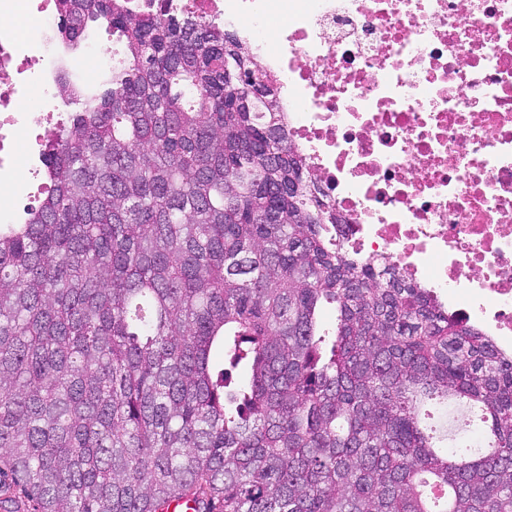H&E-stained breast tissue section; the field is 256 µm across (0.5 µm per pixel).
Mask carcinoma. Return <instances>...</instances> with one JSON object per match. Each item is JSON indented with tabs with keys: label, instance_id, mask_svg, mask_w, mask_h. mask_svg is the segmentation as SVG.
Returning a JSON list of instances; mask_svg holds the SVG:
<instances>
[{
	"label": "carcinoma",
	"instance_id": "1",
	"mask_svg": "<svg viewBox=\"0 0 512 512\" xmlns=\"http://www.w3.org/2000/svg\"><path fill=\"white\" fill-rule=\"evenodd\" d=\"M57 5L64 41L93 22L124 61L94 92L62 82L46 195L0 224V491L34 512H512V355L341 246L246 45L189 12ZM427 401L478 409V445L437 446Z\"/></svg>",
	"mask_w": 512,
	"mask_h": 512
}]
</instances>
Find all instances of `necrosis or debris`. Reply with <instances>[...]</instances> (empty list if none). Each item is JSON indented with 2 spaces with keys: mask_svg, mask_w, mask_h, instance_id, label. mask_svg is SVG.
<instances>
[{
  "mask_svg": "<svg viewBox=\"0 0 512 512\" xmlns=\"http://www.w3.org/2000/svg\"><path fill=\"white\" fill-rule=\"evenodd\" d=\"M229 28L276 79L341 241L512 351V0H130ZM55 0H0V186L65 77Z\"/></svg>",
  "mask_w": 512,
  "mask_h": 512,
  "instance_id": "necrosis-or-debris-1",
  "label": "necrosis or debris"
}]
</instances>
